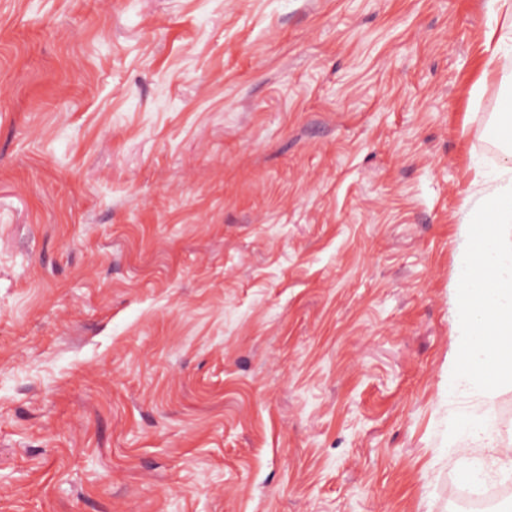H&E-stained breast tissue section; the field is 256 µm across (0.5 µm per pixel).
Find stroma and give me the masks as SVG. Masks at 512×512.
I'll use <instances>...</instances> for the list:
<instances>
[{
	"mask_svg": "<svg viewBox=\"0 0 512 512\" xmlns=\"http://www.w3.org/2000/svg\"><path fill=\"white\" fill-rule=\"evenodd\" d=\"M490 23L0 0V512H456Z\"/></svg>",
	"mask_w": 512,
	"mask_h": 512,
	"instance_id": "obj_1",
	"label": "stroma"
}]
</instances>
